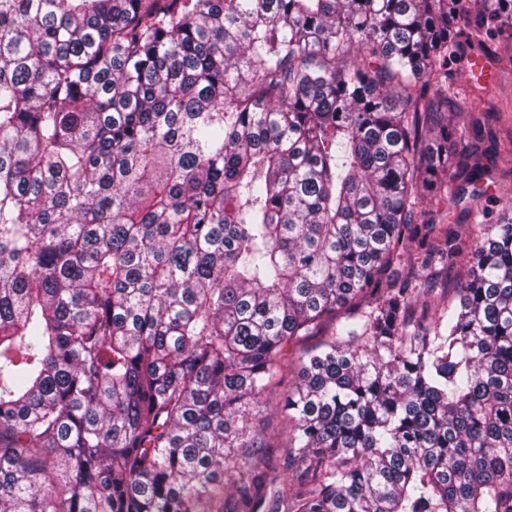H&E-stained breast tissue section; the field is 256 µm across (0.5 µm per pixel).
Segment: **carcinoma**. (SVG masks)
Masks as SVG:
<instances>
[{
    "mask_svg": "<svg viewBox=\"0 0 512 512\" xmlns=\"http://www.w3.org/2000/svg\"><path fill=\"white\" fill-rule=\"evenodd\" d=\"M508 37L512 0H0V512H512V135L448 94ZM328 317L283 494L252 411ZM466 203H461L457 206H453L452 204H448V209L450 213L447 216L445 215L446 206L442 203L439 208L437 209V206L434 204V202H431L428 198H425L423 202L421 203V206H423L426 209H433L438 210L437 215L435 216L436 221H440L439 224H464L457 229L459 232L465 236L469 235L470 233L474 232V226H473V219H467L466 221H458V215L460 213V210L465 206Z\"/></svg>",
    "mask_w": 512,
    "mask_h": 512,
    "instance_id": "obj_1",
    "label": "carcinoma"
}]
</instances>
